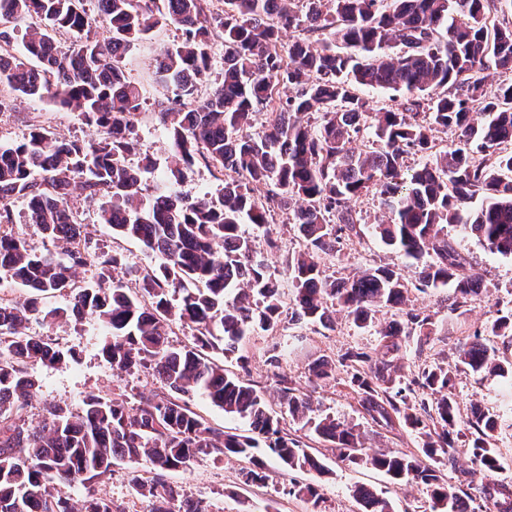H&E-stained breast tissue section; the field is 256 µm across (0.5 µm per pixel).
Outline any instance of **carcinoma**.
<instances>
[{"mask_svg": "<svg viewBox=\"0 0 512 512\" xmlns=\"http://www.w3.org/2000/svg\"><path fill=\"white\" fill-rule=\"evenodd\" d=\"M98 0L91 18L83 0H0V23L19 17L37 23L22 41L37 61L0 66V83L30 99L49 97L77 111L90 130L69 140L44 128L23 141L0 145V274L25 288L21 299L0 305V512H74L61 484L102 483L126 459L147 458L154 475L135 479L152 512L169 508L175 489L164 474L200 456L220 454L246 462L241 482L264 485L270 475L255 450L263 444L288 471L327 472L320 458L288 434L282 421L330 443L351 466H371L397 482L420 483L429 492V512H479L476 501L496 512H512V485L448 486L443 470L455 461L461 437L465 452L481 469L499 468L502 435L495 415L475 411L457 426L456 402L448 393L451 374L437 365L409 379L399 352L428 343L429 315L406 313L378 331L381 350H351L342 356L362 413L379 427L414 432L421 453L363 448L354 427L315 413L312 401L278 376L279 411L263 391L215 363L204 349L248 370L241 354L247 336L282 322L280 287L261 259L254 238L241 231L261 227L278 209L297 227L305 248L288 263L292 284L291 321L331 327L343 311L359 327L378 308L400 307L408 287L389 268L356 271L339 284L321 277L320 260L336 243L360 233L365 223L353 202L373 192L384 210L375 233L415 261L416 288L454 290V308L478 293V280L448 238L457 224L493 253L512 256V81L493 89L478 73L489 67L512 73V0ZM162 24L183 30L182 42L162 48L155 77L171 92L155 117L169 132L172 164L167 188L144 200L141 174L152 167L128 165L137 153L133 132L141 87L126 79L121 58ZM103 27L109 37L92 35ZM224 38L222 80L208 96L198 95L211 65L212 36ZM299 35L288 44L282 32ZM76 34L68 46L56 33ZM364 88L388 93L378 106L360 95ZM371 140L355 150L361 130ZM451 130L457 143L435 150V133ZM428 161L412 170L404 156ZM218 174L232 170L216 196L186 199L174 187L196 161ZM77 187L91 201L109 196L99 220L120 239L139 242L158 258L139 277L132 295L112 270L118 253L91 250L77 234L67 197ZM480 197L471 215L463 205ZM13 198L28 203V223L62 245V255L37 252L10 232ZM99 268L98 282L73 289L78 270ZM69 294L63 307L47 309L49 294ZM97 317L109 338L103 355L128 372L149 365L166 389L144 396L137 408L122 396L87 395L78 411L51 404L39 430L24 427L22 411L36 380L27 363H60L73 352L48 338L25 333L31 321L55 324ZM177 321L196 331L180 348L167 340ZM489 336L512 341V312L497 317ZM459 362L476 374L512 375V361H499L480 334L459 352ZM317 379L336 374V361L319 357ZM203 392L228 415L247 420L249 434H230L207 425L188 405ZM289 495L322 512L315 484L292 483ZM359 512H392L373 490H354ZM84 512H123L104 496L89 495Z\"/></svg>", "mask_w": 512, "mask_h": 512, "instance_id": "obj_1", "label": "carcinoma"}]
</instances>
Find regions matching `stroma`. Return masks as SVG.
<instances>
[{
	"label": "stroma",
	"mask_w": 512,
	"mask_h": 512,
	"mask_svg": "<svg viewBox=\"0 0 512 512\" xmlns=\"http://www.w3.org/2000/svg\"><path fill=\"white\" fill-rule=\"evenodd\" d=\"M181 40V28L163 25L139 42L124 59L126 76L143 90L142 109L135 121L138 154L131 157L130 163L138 165L140 158L145 156L152 160V169L142 175V189L147 196L153 193L171 161L169 134L155 118L157 104L166 98L167 92L154 81V55L158 49L174 47ZM36 125L67 139H84L89 134L76 112L60 108L47 99L18 98L10 108L0 112V143L20 142ZM69 205L78 212L93 245L104 252L122 254L123 279L128 288H135L139 271L153 267L155 256L146 253L136 242L113 239L111 228L99 221L97 204L86 201L80 192H73ZM244 231L257 244L264 246L270 272L281 287V300L289 302L291 285L285 273L286 264L303 248L296 227L288 224L284 215L277 212L266 226L259 228L248 224ZM448 235L480 277L479 294L455 311L451 308L452 289L440 288L424 293L412 289L408 292L404 309H381L376 319L377 322L401 321L410 309L431 315L435 333L429 344L420 348L410 346L400 352L405 372L417 374L436 364L454 368L452 392L460 420H468L474 410L481 409L495 414L502 427L499 468L493 472L481 470L471 463L467 454H459L455 464L448 468L449 486L455 487L462 482L476 487L489 482L512 484V378H484L457 366L458 351L469 336L497 315L512 311V257L491 253L461 227H449ZM269 239L274 241V249L266 248L265 242ZM377 267L391 268L409 280L414 277L410 259L385 245L371 228L366 227L358 237L342 241L336 255L326 259L323 271L325 276L341 279L356 270ZM27 333L39 337L52 336L75 353L73 359L55 366L28 363L27 368L37 385L35 395L24 412L27 427L40 425L45 406L52 403H65L76 408L91 393H122L135 406L141 397L163 390L162 384L147 371L128 373L112 367L101 352L105 332L92 317L73 319L52 329L34 322L29 324ZM378 345L375 325L358 328L352 318L342 312L336 313L335 322L329 329L285 320L277 328L259 329L249 337L242 349L249 358L245 377L260 386L269 403L273 404L277 401L276 378L287 376L300 392L312 395L314 409L343 423L358 425L365 447L418 452L419 440L415 434L402 429L387 430L364 417L347 385L344 372H337L334 379L319 384L309 371L310 364L319 357L337 359L349 350L368 352ZM274 354L278 355L279 361L273 365L269 358ZM311 445L326 466L327 475L307 471L283 473L279 463L261 449L257 455L265 459L270 470L268 483L261 487L246 491L240 489V462L212 456L199 458L188 468L169 472L167 480L185 497L206 501L211 512H266L270 506L277 512H310L303 500L284 493V486L292 482L317 484L323 497V512H357L353 491L359 485L371 488L388 499L393 512H424L428 499L425 486L396 484L383 472L350 467L336 458L327 442L315 439ZM150 470L147 459L126 460L118 463L111 477L95 485L94 489L75 483L68 487L67 493L78 506L93 491L111 498L123 512H148L150 505L136 494L133 478L148 476Z\"/></svg>",
	"instance_id": "obj_1"
}]
</instances>
